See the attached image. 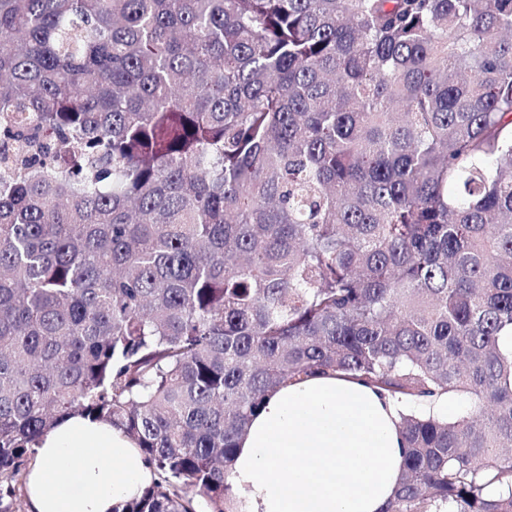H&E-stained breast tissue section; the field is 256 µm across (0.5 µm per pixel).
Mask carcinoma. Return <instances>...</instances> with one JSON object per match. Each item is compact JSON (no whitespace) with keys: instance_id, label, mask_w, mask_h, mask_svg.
<instances>
[{"instance_id":"carcinoma-1","label":"carcinoma","mask_w":512,"mask_h":512,"mask_svg":"<svg viewBox=\"0 0 512 512\" xmlns=\"http://www.w3.org/2000/svg\"><path fill=\"white\" fill-rule=\"evenodd\" d=\"M0 145V512L72 415L157 474L113 512H243L327 372L399 408L385 512H512V0H0Z\"/></svg>"}]
</instances>
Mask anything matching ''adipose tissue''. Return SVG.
<instances>
[{
    "mask_svg": "<svg viewBox=\"0 0 512 512\" xmlns=\"http://www.w3.org/2000/svg\"><path fill=\"white\" fill-rule=\"evenodd\" d=\"M391 399L333 373L282 387L254 415L231 481L248 512H384L402 462ZM156 474L123 430L80 416L44 436L28 466L32 512H112Z\"/></svg>",
    "mask_w": 512,
    "mask_h": 512,
    "instance_id": "adipose-tissue-1",
    "label": "adipose tissue"
}]
</instances>
